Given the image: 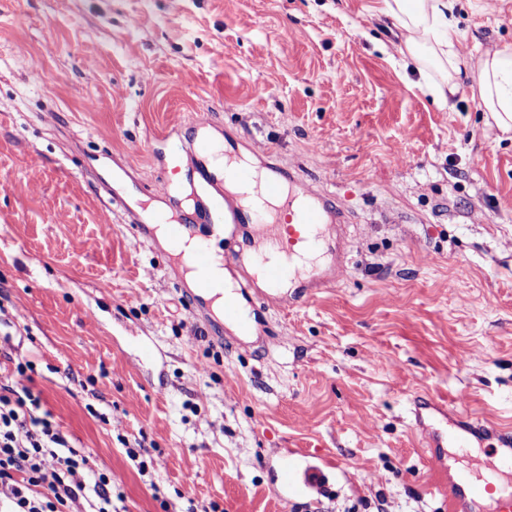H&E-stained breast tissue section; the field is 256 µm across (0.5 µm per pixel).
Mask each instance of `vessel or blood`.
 Masks as SVG:
<instances>
[{
	"instance_id": "obj_1",
	"label": "vessel or blood",
	"mask_w": 512,
	"mask_h": 512,
	"mask_svg": "<svg viewBox=\"0 0 512 512\" xmlns=\"http://www.w3.org/2000/svg\"><path fill=\"white\" fill-rule=\"evenodd\" d=\"M176 161L191 171L199 190L187 215L169 219L170 239L178 240L194 235L197 225H205L208 235L223 236L225 241H242L257 245L251 258V269L243 273L244 281L261 276L267 285L261 295L263 310L284 304L278 289L283 280H294L300 287L325 285V278L311 279L307 264L298 262L300 250L318 247L332 240L335 223L342 219L343 208L325 197L303 178L282 167H274L272 176L257 180L246 166L217 167L212 162L214 142L208 136H199L173 144ZM253 184L259 199L276 200V207L262 209L243 206L239 199L225 192V180ZM211 261V247L198 242L194 252L197 278L188 297L189 304H206L212 293L207 269ZM246 316L237 295L224 298L223 318L236 325L245 336H259L264 332V318ZM493 435L498 444L493 450L501 458L500 468L484 472L482 464L454 468L447 463V451L466 448L485 435ZM430 460L439 481L448 485V512H512V427H499L478 416H465L451 422L448 431L429 427L426 435ZM305 456L294 448L279 450L277 494L282 501H290L302 486L313 485L312 471L302 470Z\"/></svg>"
}]
</instances>
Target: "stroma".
I'll return each instance as SVG.
<instances>
[{"instance_id":"obj_1","label":"stroma","mask_w":512,"mask_h":512,"mask_svg":"<svg viewBox=\"0 0 512 512\" xmlns=\"http://www.w3.org/2000/svg\"><path fill=\"white\" fill-rule=\"evenodd\" d=\"M382 0H0V385L112 479V512H448L411 413L512 421V140L485 118L512 0H458L449 110L392 58ZM208 133L349 213L339 279L240 339L189 308L179 263L112 206V170ZM144 439L140 474L125 441ZM281 448L332 458L291 503Z\"/></svg>"}]
</instances>
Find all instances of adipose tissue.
I'll list each match as a JSON object with an SVG mask.
<instances>
[{"label":"adipose tissue","mask_w":512,"mask_h":512,"mask_svg":"<svg viewBox=\"0 0 512 512\" xmlns=\"http://www.w3.org/2000/svg\"><path fill=\"white\" fill-rule=\"evenodd\" d=\"M456 0H383L384 12L395 18L403 39L397 52L404 65L427 79L440 109H448L461 73L454 17ZM479 96L496 126L512 132V44L486 54L479 63Z\"/></svg>","instance_id":"adipose-tissue-1"}]
</instances>
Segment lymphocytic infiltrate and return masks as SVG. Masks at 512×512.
Here are the masks:
<instances>
[{
    "mask_svg": "<svg viewBox=\"0 0 512 512\" xmlns=\"http://www.w3.org/2000/svg\"><path fill=\"white\" fill-rule=\"evenodd\" d=\"M17 364L13 385L0 387V507L5 512H112L110 479L87 470V458L67 436L39 416L40 399Z\"/></svg>",
    "mask_w": 512,
    "mask_h": 512,
    "instance_id": "obj_1",
    "label": "lymphocytic infiltrate"
}]
</instances>
